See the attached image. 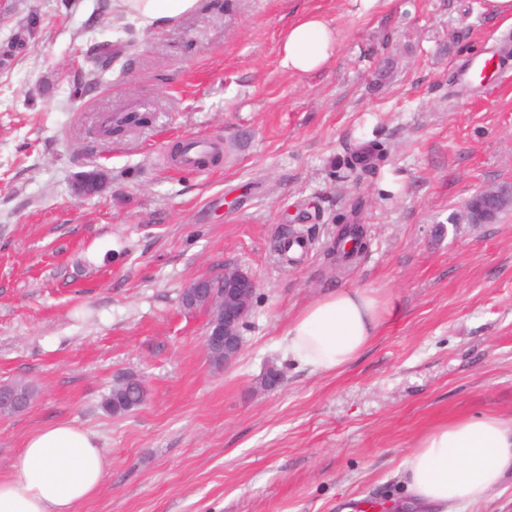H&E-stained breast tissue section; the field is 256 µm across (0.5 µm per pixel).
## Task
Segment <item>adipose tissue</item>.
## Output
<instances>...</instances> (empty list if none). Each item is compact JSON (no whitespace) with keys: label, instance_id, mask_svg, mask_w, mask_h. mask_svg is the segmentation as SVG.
<instances>
[{"label":"adipose tissue","instance_id":"ef3b65f1","mask_svg":"<svg viewBox=\"0 0 512 512\" xmlns=\"http://www.w3.org/2000/svg\"><path fill=\"white\" fill-rule=\"evenodd\" d=\"M119 9L145 27L169 24L196 9L199 0H117ZM333 29L306 15L283 37L282 66L307 74L334 54ZM383 303L366 288L325 293L289 321L282 342L289 359L327 374L353 362L377 335ZM512 475V420L458 417L429 429L408 454L402 476L412 507L448 512L482 501ZM104 479L102 450L92 434L59 423L31 435L11 471L0 475V512H79Z\"/></svg>","mask_w":512,"mask_h":512}]
</instances>
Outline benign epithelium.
Returning a JSON list of instances; mask_svg holds the SVG:
<instances>
[{
	"instance_id": "1",
	"label": "benign epithelium",
	"mask_w": 512,
	"mask_h": 512,
	"mask_svg": "<svg viewBox=\"0 0 512 512\" xmlns=\"http://www.w3.org/2000/svg\"><path fill=\"white\" fill-rule=\"evenodd\" d=\"M493 204H512V186L487 187L469 197L455 223L487 224L493 221ZM258 284L253 275L240 268H226L219 276H202L189 282L181 302L188 311L208 315L204 346L208 357H224L222 366L232 365L244 348L243 329L253 311ZM29 401L22 395L0 389V407L19 411Z\"/></svg>"
}]
</instances>
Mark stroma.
I'll return each mask as SVG.
<instances>
[{"label": "stroma", "instance_id": "35a3bbf8", "mask_svg": "<svg viewBox=\"0 0 512 512\" xmlns=\"http://www.w3.org/2000/svg\"><path fill=\"white\" fill-rule=\"evenodd\" d=\"M334 29L331 62L281 65L290 22ZM0 383L39 390L0 418V475L25 439L66 422L93 433L104 480L80 512H341L401 506L399 471L430 428L461 416L512 419V209L491 224L451 217L477 189L512 184V55L481 85L453 70L512 38L482 0H201L152 28L113 0H11L0 50ZM112 68L87 84L90 46ZM146 114L97 137L116 107ZM221 141L207 170L169 164L174 143ZM387 154L340 179L361 144ZM108 181L75 193L80 172ZM362 204L367 248L326 251ZM302 256H274L281 228ZM239 267L258 281L245 347L228 369L203 346L207 314L183 288ZM370 289L387 314L367 349L321 375L290 362L281 334L323 292ZM284 377L261 388L267 367ZM136 375L143 406L107 413Z\"/></svg>", "mask_w": 512, "mask_h": 512}]
</instances>
